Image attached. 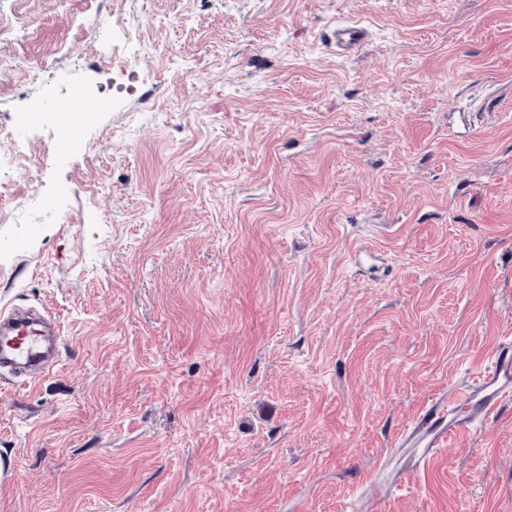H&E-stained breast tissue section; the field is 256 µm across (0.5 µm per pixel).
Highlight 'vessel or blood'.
<instances>
[{"label":"vessel or blood","instance_id":"obj_1","mask_svg":"<svg viewBox=\"0 0 512 512\" xmlns=\"http://www.w3.org/2000/svg\"><path fill=\"white\" fill-rule=\"evenodd\" d=\"M367 37L363 25L353 20L337 22L333 42L338 55H349ZM62 339L60 323L38 306L19 309L0 305V375L9 374L15 388L38 384L53 367L52 351ZM512 398V342L493 350L484 372L456 381L446 400L429 403L402 434L404 445L439 449L446 436L462 423L476 424L498 405Z\"/></svg>","mask_w":512,"mask_h":512}]
</instances>
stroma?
Wrapping results in <instances>:
<instances>
[{"instance_id":"35a3bbf8","label":"stroma","mask_w":512,"mask_h":512,"mask_svg":"<svg viewBox=\"0 0 512 512\" xmlns=\"http://www.w3.org/2000/svg\"><path fill=\"white\" fill-rule=\"evenodd\" d=\"M346 18L368 38L340 57ZM0 23V300L64 332L0 390V512H512V400L425 461L398 446L512 336V0Z\"/></svg>"}]
</instances>
